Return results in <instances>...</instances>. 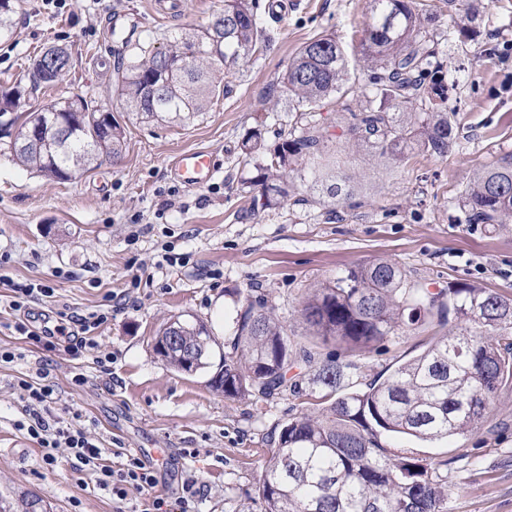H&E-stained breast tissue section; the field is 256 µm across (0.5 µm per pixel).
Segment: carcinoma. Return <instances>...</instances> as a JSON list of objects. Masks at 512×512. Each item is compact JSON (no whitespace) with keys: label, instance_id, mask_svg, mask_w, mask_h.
I'll return each mask as SVG.
<instances>
[{"label":"carcinoma","instance_id":"carcinoma-1","mask_svg":"<svg viewBox=\"0 0 512 512\" xmlns=\"http://www.w3.org/2000/svg\"><path fill=\"white\" fill-rule=\"evenodd\" d=\"M371 21L354 48L363 63L376 66L371 89L347 85L350 58L332 32L303 43L277 85L288 111L304 115L339 94L360 93L361 109L348 128L356 147L400 164L420 152L444 158L453 145L455 113L437 64L436 34L427 29L417 0H370ZM13 0H0V38L12 34ZM265 34L251 0H224L212 22L180 29L162 49L141 40L132 55L114 67V91L126 109L156 121L202 112L224 91L215 65L246 60L261 48ZM50 76L30 85L17 83L0 92V114L11 116L0 130L9 139L16 164L63 181L89 171L103 156L118 158L124 127L94 98H61L42 112H17L29 91L54 88L70 68V56L51 63ZM58 127L59 138L42 146L20 145L30 121ZM324 136L314 126L291 130L273 154L266 155L261 130L242 142L255 161L250 184L258 188L252 206L267 209L286 196L284 177L293 167L315 165ZM468 224L512 222V153L475 172L462 196ZM453 310L459 331L441 336L364 390L347 388V365L329 358L315 378L326 390L327 405L316 416L293 417L281 424L277 446L258 482L264 512H448V489L437 463L409 448L397 451L382 438L408 435L448 439L473 431L498 389L512 380V296L476 288L448 287L432 292L409 280L396 265L372 261L312 290L300 316L323 343L348 352L372 351L403 326L412 327ZM233 350L237 359L211 361L214 341L201 323L175 320L163 328L158 351L179 371L194 357L216 367L214 389L227 397L254 394L269 400L288 388V370L308 355L293 354L288 328L262 297H245L236 317ZM176 340L171 342L169 337ZM0 512H48L34 495L16 502L0 496Z\"/></svg>","mask_w":512,"mask_h":512}]
</instances>
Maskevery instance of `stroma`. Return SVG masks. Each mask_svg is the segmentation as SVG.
<instances>
[{
    "label": "stroma",
    "mask_w": 512,
    "mask_h": 512,
    "mask_svg": "<svg viewBox=\"0 0 512 512\" xmlns=\"http://www.w3.org/2000/svg\"><path fill=\"white\" fill-rule=\"evenodd\" d=\"M269 2L256 0L268 42L250 61L225 70L224 97L209 111L158 123L126 111L109 93L122 50L109 33L112 16L124 14L138 38L160 47L174 30L206 26L223 0H165L160 7L155 0H62L55 7L19 0L12 33L0 40V90L25 78L29 57L44 45H69L72 67L64 81L26 97L20 111L90 96L124 125L127 144L121 160L62 182L0 156V252L12 255L0 276L52 288V296L31 306L42 320L54 319L64 304L79 312L101 309L109 295L131 304L109 311L97 331L102 353L112 359L106 374L92 358L62 347L42 350L8 329L10 316L0 310V347L19 354L0 363L1 494L39 496L53 512L118 510L91 472L66 462L43 469L37 444L14 427L20 410L14 379L40 369L59 390L54 413L94 420L113 464L130 449L155 448L204 485L195 512H262L257 485L276 427L318 411L323 391L313 379L327 356L348 362V382L360 389L456 329L454 316L434 318L399 330L377 350L348 353L306 331L298 309L310 289L382 259L433 291L467 286L512 295V223L469 224L460 206L472 173L512 153V0H468L467 12L448 0H425L445 32L438 52L456 114L447 157L380 161L373 150L345 143L358 101L345 109L328 100L317 110L328 139L324 154L342 188L337 220L327 219L307 170L289 175L278 207L253 210L247 181L256 171L241 143L258 128L267 150L279 146L294 117L278 101V76L318 33L355 44L369 21V0H293L281 16L269 14ZM454 28L465 37L451 36ZM195 150L210 152L219 173L190 188L171 163ZM250 294L264 296L296 346L313 354L288 372L298 391L271 400L229 398L210 387L209 372L183 374L156 355V336L176 318L204 321L216 344L231 352L235 318ZM75 372L85 375L83 386L72 385ZM389 444L448 461V512H512V382L500 387L478 430ZM182 448L194 456L180 458Z\"/></svg>",
    "instance_id": "1"
}]
</instances>
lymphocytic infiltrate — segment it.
Instances as JSON below:
<instances>
[{
  "label": "lymphocytic infiltrate",
  "mask_w": 512,
  "mask_h": 512,
  "mask_svg": "<svg viewBox=\"0 0 512 512\" xmlns=\"http://www.w3.org/2000/svg\"><path fill=\"white\" fill-rule=\"evenodd\" d=\"M0 288L9 292L8 307L16 317L14 328L20 335L36 341L45 351L65 346L72 356H91L98 366H105L95 331L106 321L100 311L85 314L62 307L56 312L54 327H37L31 324L28 314L31 303L51 296L49 286L37 280L17 282L0 277ZM15 385L21 401V415L15 425L37 443L45 469H55L60 457H67L77 470H89L97 476L98 486L111 492L113 500L126 504L130 491L148 492L149 497L141 512H189L191 503L202 492V485L195 477L182 480L175 496L155 494L159 484L158 471L135 454H126L119 467H112L99 439L90 426L61 420L52 412L58 400L57 386L46 374L17 376Z\"/></svg>",
  "instance_id": "1"
}]
</instances>
